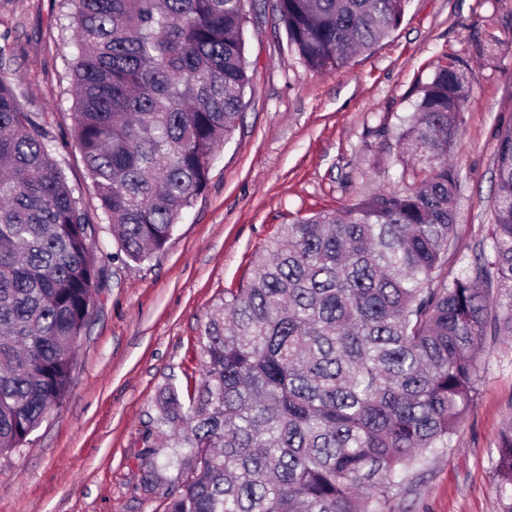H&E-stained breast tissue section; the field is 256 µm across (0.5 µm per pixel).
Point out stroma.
<instances>
[{
	"label": "stroma",
	"mask_w": 512,
	"mask_h": 512,
	"mask_svg": "<svg viewBox=\"0 0 512 512\" xmlns=\"http://www.w3.org/2000/svg\"><path fill=\"white\" fill-rule=\"evenodd\" d=\"M250 82L234 137L212 158L206 189L181 215L165 250L141 263L118 246L86 176L73 132L67 9L61 0H0V78L44 113L73 194L96 228L94 257L110 256L78 342L63 406L29 445L0 457V512H165L167 438L141 457L167 388L201 377L205 323L224 293L250 277L281 225L413 183L396 131L418 83L454 56L470 92L450 162L459 176L458 272L488 234L497 130L512 121V0H410L402 24L370 52L328 74L290 49L277 0H247ZM388 135H380V128ZM512 419V346L483 358L477 396L448 446L407 481L394 512H499L491 450ZM157 466L156 485L141 473Z\"/></svg>",
	"instance_id": "obj_1"
}]
</instances>
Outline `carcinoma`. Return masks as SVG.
<instances>
[{"instance_id": "obj_1", "label": "carcinoma", "mask_w": 512, "mask_h": 512, "mask_svg": "<svg viewBox=\"0 0 512 512\" xmlns=\"http://www.w3.org/2000/svg\"><path fill=\"white\" fill-rule=\"evenodd\" d=\"M74 136L119 252L164 251L207 187L249 83L246 0H68ZM408 0H279L288 44L326 74L372 49ZM469 91L455 57L417 87L398 136L422 176L280 226L205 326L200 384L163 396L166 512H383L448 447L484 355L512 340V123L498 130L493 223L458 274V175ZM52 154L46 117L0 79V456L65 401L103 266ZM512 512V421L494 448Z\"/></svg>"}]
</instances>
